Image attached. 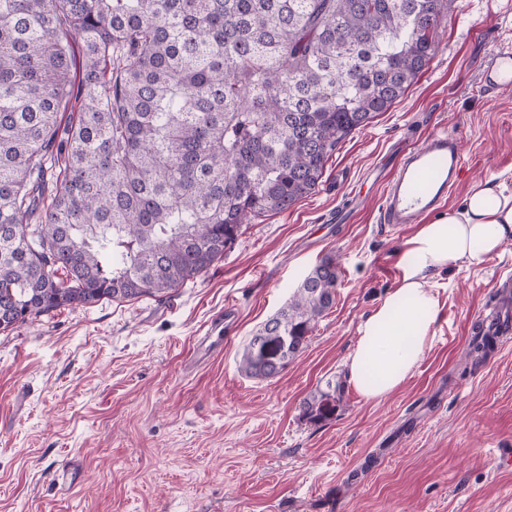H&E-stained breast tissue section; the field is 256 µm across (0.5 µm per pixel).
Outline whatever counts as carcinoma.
<instances>
[{"label": "carcinoma", "instance_id": "1", "mask_svg": "<svg viewBox=\"0 0 512 512\" xmlns=\"http://www.w3.org/2000/svg\"><path fill=\"white\" fill-rule=\"evenodd\" d=\"M456 0H0V331L163 300L320 185L426 69ZM76 113L65 122L62 114ZM322 260L251 336L281 374L336 296ZM262 336L276 359L256 362ZM343 385L303 403L312 422Z\"/></svg>", "mask_w": 512, "mask_h": 512}]
</instances>
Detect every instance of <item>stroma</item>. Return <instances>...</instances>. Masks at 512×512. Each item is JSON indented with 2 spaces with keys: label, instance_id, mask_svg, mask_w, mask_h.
<instances>
[{
  "label": "stroma",
  "instance_id": "35a3bbf8",
  "mask_svg": "<svg viewBox=\"0 0 512 512\" xmlns=\"http://www.w3.org/2000/svg\"><path fill=\"white\" fill-rule=\"evenodd\" d=\"M458 5L426 71L340 146L318 189L247 225L207 272L162 302L67 307L0 331V512H512L500 460L512 449V335L469 352L474 324L501 309L512 242L431 277L433 341L393 394L365 399L344 366L415 230L380 223L371 171L448 130L464 170L447 210L479 180L512 189V85L480 81L512 43V0ZM329 256L336 298L306 350L276 378L247 377L250 337ZM229 306L223 353L188 369L195 336ZM330 382L344 385L335 413L307 420L303 400Z\"/></svg>",
  "mask_w": 512,
  "mask_h": 512
}]
</instances>
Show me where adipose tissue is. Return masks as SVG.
<instances>
[{
    "label": "adipose tissue",
    "instance_id": "1",
    "mask_svg": "<svg viewBox=\"0 0 512 512\" xmlns=\"http://www.w3.org/2000/svg\"><path fill=\"white\" fill-rule=\"evenodd\" d=\"M512 240V192L476 183L448 217L420 225L400 250L401 277L358 328L345 365L356 390L382 399L407 380L430 347L438 301L429 277L459 263L480 265Z\"/></svg>",
    "mask_w": 512,
    "mask_h": 512
}]
</instances>
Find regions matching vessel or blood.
Segmentation results:
<instances>
[{"label": "vessel or blood", "instance_id": "obj_1", "mask_svg": "<svg viewBox=\"0 0 512 512\" xmlns=\"http://www.w3.org/2000/svg\"><path fill=\"white\" fill-rule=\"evenodd\" d=\"M512 64V50L495 53L482 70L481 83L493 90L507 82L504 64ZM463 154L457 137L442 131L429 132L422 143L407 149L390 173L384 174L382 221L386 224H418L440 209L460 180ZM224 350V326L212 323L198 337L192 365H200Z\"/></svg>", "mask_w": 512, "mask_h": 512}]
</instances>
